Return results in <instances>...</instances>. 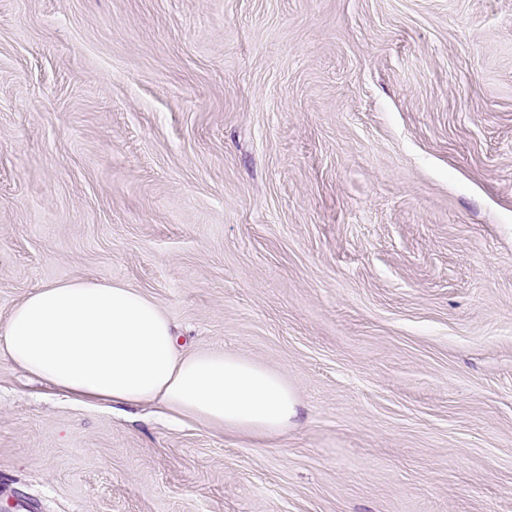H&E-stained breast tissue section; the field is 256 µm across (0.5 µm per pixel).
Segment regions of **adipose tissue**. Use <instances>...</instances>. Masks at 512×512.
I'll use <instances>...</instances> for the list:
<instances>
[{
  "mask_svg": "<svg viewBox=\"0 0 512 512\" xmlns=\"http://www.w3.org/2000/svg\"><path fill=\"white\" fill-rule=\"evenodd\" d=\"M150 297L120 283H52L0 327V355L88 404L156 402L228 433L272 439L297 425L299 400L278 373L221 351L183 353Z\"/></svg>",
  "mask_w": 512,
  "mask_h": 512,
  "instance_id": "obj_1",
  "label": "adipose tissue"
}]
</instances>
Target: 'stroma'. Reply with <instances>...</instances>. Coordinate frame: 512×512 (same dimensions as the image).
Returning <instances> with one entry per match:
<instances>
[{"label": "stroma", "instance_id": "stroma-1", "mask_svg": "<svg viewBox=\"0 0 512 512\" xmlns=\"http://www.w3.org/2000/svg\"><path fill=\"white\" fill-rule=\"evenodd\" d=\"M88 279L300 422L0 356V512H512V0H0V326Z\"/></svg>", "mask_w": 512, "mask_h": 512}]
</instances>
